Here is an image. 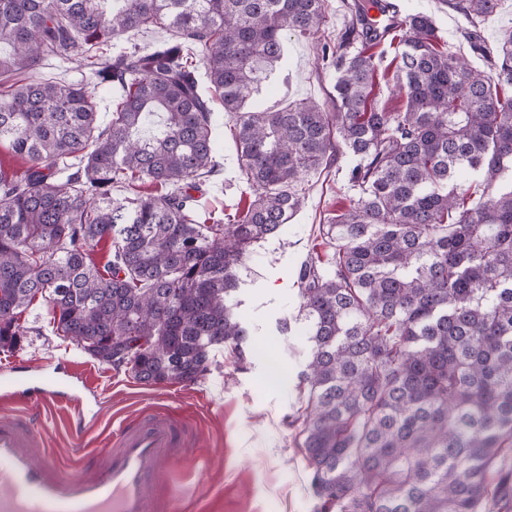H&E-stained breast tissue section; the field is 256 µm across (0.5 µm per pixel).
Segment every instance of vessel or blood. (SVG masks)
Masks as SVG:
<instances>
[{"mask_svg": "<svg viewBox=\"0 0 512 512\" xmlns=\"http://www.w3.org/2000/svg\"><path fill=\"white\" fill-rule=\"evenodd\" d=\"M0 395L70 407L74 438L89 433L82 403L63 383L34 393L6 374L0 376ZM195 433L182 413L159 407L133 413L113 428L109 448L98 454L91 471L80 458L63 467L30 420L1 416L0 512H155L166 466L186 460Z\"/></svg>", "mask_w": 512, "mask_h": 512, "instance_id": "vessel-or-blood-1", "label": "vessel or blood"}]
</instances>
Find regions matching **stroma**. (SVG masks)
<instances>
[{
  "mask_svg": "<svg viewBox=\"0 0 512 512\" xmlns=\"http://www.w3.org/2000/svg\"><path fill=\"white\" fill-rule=\"evenodd\" d=\"M394 2L401 14L430 15L440 46L469 56L473 66H483L464 37V17L444 0ZM326 14L327 22L318 33L289 35L288 68L272 75L263 92L266 107L276 110L300 100L328 101L336 72L322 63L318 52L322 44L335 43L344 25L340 0H326ZM212 135L219 167L194 196L200 214H229L243 208L252 191L239 169L233 118L217 113ZM355 163L351 155L340 153L331 167L298 183L299 211L254 245L240 267L233 303L236 316L250 332L244 359L219 347L211 353L208 372L196 382L145 384L126 368L100 363L57 335L45 305L38 303L21 317L26 335L20 346L0 349V364L30 360L31 378L42 383L67 376L93 426H112L141 409L189 411L197 427L190 449L194 468L169 465L163 495L205 497L215 512H316L318 501L291 424L306 403L296 383L308 363L309 346L304 337L282 332L281 327L297 313L301 266L311 256L330 252L318 228L353 197L349 174ZM27 409L39 414L38 425L51 453L70 461L75 443L65 409L37 402Z\"/></svg>",
  "mask_w": 512,
  "mask_h": 512,
  "instance_id": "1",
  "label": "stroma"
}]
</instances>
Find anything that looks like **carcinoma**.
<instances>
[{"instance_id":"cac0c4a2","label":"carcinoma","mask_w":512,"mask_h":512,"mask_svg":"<svg viewBox=\"0 0 512 512\" xmlns=\"http://www.w3.org/2000/svg\"><path fill=\"white\" fill-rule=\"evenodd\" d=\"M449 4L474 28L498 0ZM343 7L321 46L329 103L268 110L261 81L325 0H0V142L26 162L0 173V348L38 300L58 335L145 384L196 381L216 347L243 358L233 269L344 148L356 196L319 225L333 254L298 274L310 359L294 422L319 510L512 512V34L489 48L469 33L479 69L438 49L426 14L377 32ZM156 30L169 38L111 51ZM388 37L400 112L373 98L369 49ZM72 52L121 91L106 124L87 84L44 72ZM217 102L254 199L205 224L191 191L216 172ZM104 238L100 270L88 250Z\"/></svg>"}]
</instances>
